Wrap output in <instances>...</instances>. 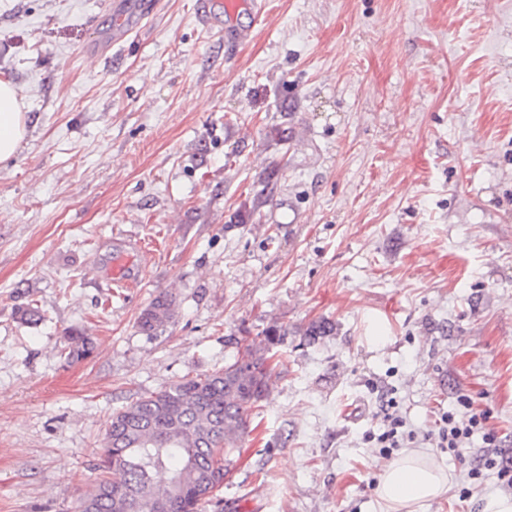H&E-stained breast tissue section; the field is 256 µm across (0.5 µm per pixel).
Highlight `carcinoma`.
<instances>
[{
  "label": "carcinoma",
  "instance_id": "cac0c4a2",
  "mask_svg": "<svg viewBox=\"0 0 512 512\" xmlns=\"http://www.w3.org/2000/svg\"><path fill=\"white\" fill-rule=\"evenodd\" d=\"M174 307L171 295L159 293L141 313L140 329L166 326ZM333 331L331 322L316 321L304 341ZM91 350L90 338L74 329L61 354L78 361ZM268 353L243 345L224 368L185 377L112 413L100 465L111 477L84 494L79 512H198L205 492L224 483L248 414L267 394Z\"/></svg>",
  "mask_w": 512,
  "mask_h": 512
}]
</instances>
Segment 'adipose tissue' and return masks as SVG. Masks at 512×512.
<instances>
[{
    "label": "adipose tissue",
    "instance_id": "adipose-tissue-1",
    "mask_svg": "<svg viewBox=\"0 0 512 512\" xmlns=\"http://www.w3.org/2000/svg\"><path fill=\"white\" fill-rule=\"evenodd\" d=\"M26 135L19 90L0 80V162L16 156ZM447 485L446 473L427 454L411 451L385 467L378 494L391 512H410L411 507L444 494Z\"/></svg>",
    "mask_w": 512,
    "mask_h": 512
}]
</instances>
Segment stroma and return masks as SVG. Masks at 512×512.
<instances>
[{
    "label": "stroma",
    "instance_id": "1",
    "mask_svg": "<svg viewBox=\"0 0 512 512\" xmlns=\"http://www.w3.org/2000/svg\"><path fill=\"white\" fill-rule=\"evenodd\" d=\"M264 2L234 42L198 0H154L113 45V0H0L28 129L0 163V512H78L114 411L273 324L268 394L201 512H386L363 438L384 392L419 433L468 396L512 453V0ZM162 292L175 316L145 333ZM73 328L94 350L70 363ZM481 446L420 442L448 490L416 512H480L494 474L456 489Z\"/></svg>",
    "mask_w": 512,
    "mask_h": 512
}]
</instances>
